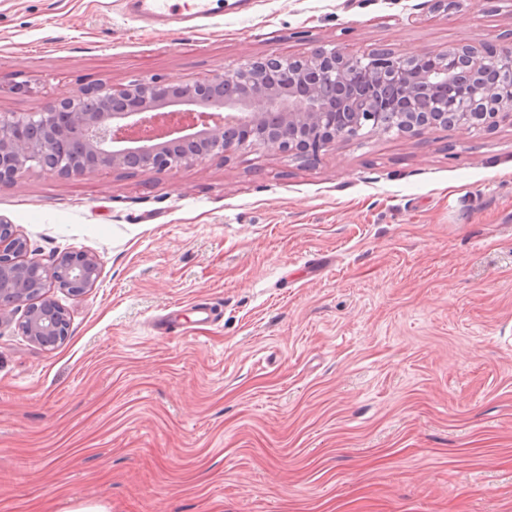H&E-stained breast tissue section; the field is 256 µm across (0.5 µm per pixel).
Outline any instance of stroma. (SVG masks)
Instances as JSON below:
<instances>
[{
  "label": "stroma",
  "instance_id": "stroma-1",
  "mask_svg": "<svg viewBox=\"0 0 512 512\" xmlns=\"http://www.w3.org/2000/svg\"><path fill=\"white\" fill-rule=\"evenodd\" d=\"M511 42L512 0H248L193 34L121 0H0V111L322 43ZM0 218L43 263L101 264L48 289L55 349L25 306L0 323V512H512V124L35 170Z\"/></svg>",
  "mask_w": 512,
  "mask_h": 512
}]
</instances>
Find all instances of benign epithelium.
<instances>
[{"mask_svg":"<svg viewBox=\"0 0 512 512\" xmlns=\"http://www.w3.org/2000/svg\"><path fill=\"white\" fill-rule=\"evenodd\" d=\"M512 46L456 45L403 54L380 46L361 57L321 46L301 58L249 59L192 83L109 79L62 92L39 112L0 113V186L39 168L80 176L102 167L161 175L209 155L264 146L309 162L331 145L391 131L512 122ZM0 219V322L27 305L22 331L44 347L68 335L67 310L47 288L80 294L96 286L100 261L66 253L45 264Z\"/></svg>","mask_w":512,"mask_h":512,"instance_id":"benign-epithelium-1","label":"benign epithelium"}]
</instances>
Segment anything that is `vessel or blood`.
<instances>
[{
    "label": "vessel or blood",
    "mask_w": 512,
    "mask_h": 512,
    "mask_svg": "<svg viewBox=\"0 0 512 512\" xmlns=\"http://www.w3.org/2000/svg\"><path fill=\"white\" fill-rule=\"evenodd\" d=\"M126 13L148 26H176L194 32L202 22L222 15L224 0H124Z\"/></svg>",
    "instance_id": "1"
}]
</instances>
